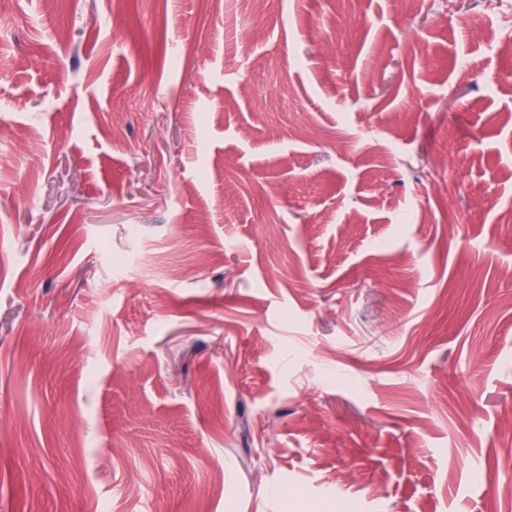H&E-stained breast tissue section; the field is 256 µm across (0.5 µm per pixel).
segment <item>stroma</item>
I'll return each mask as SVG.
<instances>
[{
	"label": "stroma",
	"mask_w": 512,
	"mask_h": 512,
	"mask_svg": "<svg viewBox=\"0 0 512 512\" xmlns=\"http://www.w3.org/2000/svg\"><path fill=\"white\" fill-rule=\"evenodd\" d=\"M499 11L8 0L0 512H512Z\"/></svg>",
	"instance_id": "stroma-1"
}]
</instances>
